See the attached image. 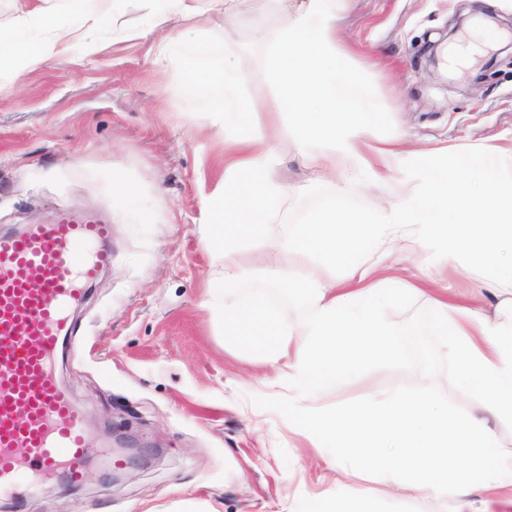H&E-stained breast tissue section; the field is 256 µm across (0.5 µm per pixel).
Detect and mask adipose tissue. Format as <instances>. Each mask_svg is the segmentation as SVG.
<instances>
[{"label": "adipose tissue", "instance_id": "ef3b65f1", "mask_svg": "<svg viewBox=\"0 0 512 512\" xmlns=\"http://www.w3.org/2000/svg\"><path fill=\"white\" fill-rule=\"evenodd\" d=\"M151 21L127 31L130 39H152L159 59L180 58L193 69L184 85L192 98L206 103L224 141L237 157L224 168V192L210 208L233 213L236 223L216 225L223 239L224 337L239 347L261 345L269 363H283L295 395L291 408L304 419L306 436L337 475L356 471L376 474L380 483L403 499H434L444 512H489L504 489L512 488V448L497 442L492 422L512 424V318L485 312L487 293L498 284L512 285V186H505L486 150L452 156L443 168L428 170L420 196L394 198L378 217L351 219L340 225L341 202H330L314 223L298 225L284 241L266 242L257 263L241 260L239 243L268 222L266 202L282 192L275 179L276 127L247 139L232 132L245 110L236 97V63L225 58L213 70L216 46L190 39L177 28L180 20L203 25L212 13L233 15L246 0H142ZM344 0H302L282 11L281 43L268 78L286 99L306 145L302 160L337 182L359 164L358 143L376 115L365 88L350 76L336 55L335 20ZM99 19L95 0H41L30 9L18 4L9 27L0 26V68L11 69L16 84L28 70L66 61L68 43L92 34ZM47 27L49 35L23 43L19 31ZM423 227L444 245L439 263L455 267L467 258L481 276L464 300L433 297L439 356H451L462 381L481 402V416L458 415L431 398L400 391L370 389L354 402L336 407L323 392L336 383L384 364L392 341L383 326L385 306L424 290L404 278H391L393 256L403 255L405 232ZM379 247L361 256L364 240ZM361 256L346 282L322 280L313 268L316 256ZM264 273L296 290L303 314L287 322L263 295L240 298V282Z\"/></svg>", "mask_w": 512, "mask_h": 512}]
</instances>
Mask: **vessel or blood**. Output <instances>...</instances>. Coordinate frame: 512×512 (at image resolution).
Returning <instances> with one entry per match:
<instances>
[{"mask_svg":"<svg viewBox=\"0 0 512 512\" xmlns=\"http://www.w3.org/2000/svg\"><path fill=\"white\" fill-rule=\"evenodd\" d=\"M110 225L64 217L0 237V496L83 473V417L55 363L70 308L112 261Z\"/></svg>","mask_w":512,"mask_h":512,"instance_id":"1","label":"vessel or blood"}]
</instances>
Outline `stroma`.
Returning a JSON list of instances; mask_svg holds the SVG:
<instances>
[{"label":"stroma","instance_id":"1","mask_svg":"<svg viewBox=\"0 0 512 512\" xmlns=\"http://www.w3.org/2000/svg\"><path fill=\"white\" fill-rule=\"evenodd\" d=\"M512 28V0H346L336 52L367 90L377 122L359 151L384 180L351 181L348 216L366 218L398 193H419L424 172L447 155L490 148L512 184V45L449 67L450 46L470 40L473 18ZM140 0L102 19V38L70 43L68 62L30 70L24 84L0 70V234L28 231L62 208L112 226V264L73 312L75 330L59 376L87 425L90 463L79 483L50 480L0 497V512H318L327 473L288 416L287 386L257 382L254 358L224 348V268L210 235L222 215L209 200L224 189V129L182 86L178 60L155 70ZM195 38L226 45L239 65L237 94L249 109L235 136L276 123L278 175L289 195L268 200L271 239L311 223L333 194L329 179L299 164L300 143L277 86L267 77L280 24L263 36L250 13L215 17ZM407 159L379 154L394 135ZM288 321L299 298L250 279ZM382 321L397 359L370 378L349 377L324 393L327 404L359 399L368 386L479 414L452 360L440 358L435 312L412 296Z\"/></svg>","mask_w":512,"mask_h":512}]
</instances>
